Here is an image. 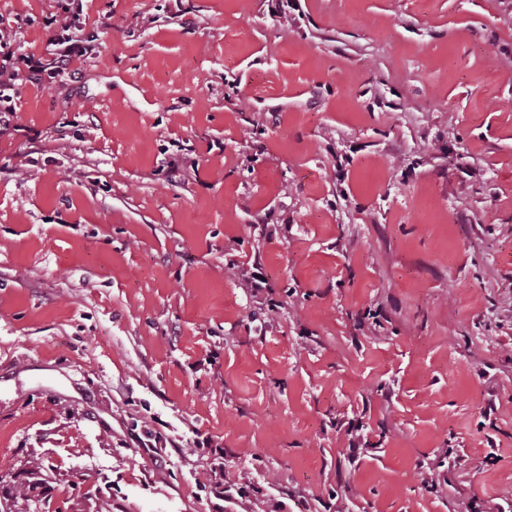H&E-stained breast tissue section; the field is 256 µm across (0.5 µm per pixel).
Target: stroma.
Segmentation results:
<instances>
[{"instance_id":"stroma-1","label":"stroma","mask_w":512,"mask_h":512,"mask_svg":"<svg viewBox=\"0 0 512 512\" xmlns=\"http://www.w3.org/2000/svg\"><path fill=\"white\" fill-rule=\"evenodd\" d=\"M81 22L0 135V512H512V0Z\"/></svg>"}]
</instances>
